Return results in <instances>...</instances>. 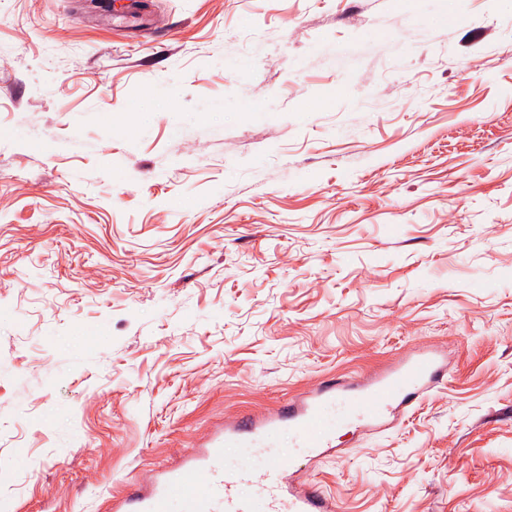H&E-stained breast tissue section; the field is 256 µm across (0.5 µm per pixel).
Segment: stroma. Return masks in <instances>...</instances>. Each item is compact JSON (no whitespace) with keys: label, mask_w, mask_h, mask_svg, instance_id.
Listing matches in <instances>:
<instances>
[{"label":"stroma","mask_w":512,"mask_h":512,"mask_svg":"<svg viewBox=\"0 0 512 512\" xmlns=\"http://www.w3.org/2000/svg\"><path fill=\"white\" fill-rule=\"evenodd\" d=\"M0 0V512L427 350L336 512H512V0Z\"/></svg>","instance_id":"obj_1"}]
</instances>
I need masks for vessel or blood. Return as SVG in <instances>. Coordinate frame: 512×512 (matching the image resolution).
Masks as SVG:
<instances>
[{
    "label": "vessel or blood",
    "mask_w": 512,
    "mask_h": 512,
    "mask_svg": "<svg viewBox=\"0 0 512 512\" xmlns=\"http://www.w3.org/2000/svg\"><path fill=\"white\" fill-rule=\"evenodd\" d=\"M447 373L436 356L422 353L375 377L370 383H322L314 392L289 400L285 409L225 422L199 448L163 466L152 483L113 498L110 512H335L334 502L314 484L301 480L289 461L280 460L261 482L249 471L217 463L226 449L252 448L269 430L286 426L298 447L320 459L333 452L337 421L384 420L412 405ZM220 486L221 495L192 490L198 476Z\"/></svg>",
    "instance_id": "obj_1"
}]
</instances>
